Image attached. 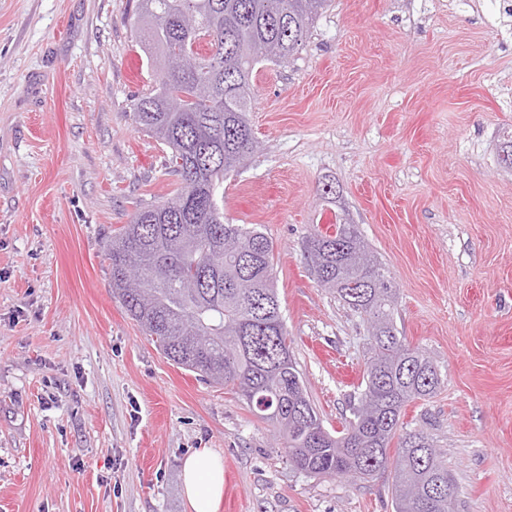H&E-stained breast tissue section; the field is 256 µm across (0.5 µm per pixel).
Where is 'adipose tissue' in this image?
Masks as SVG:
<instances>
[{
	"label": "adipose tissue",
	"mask_w": 512,
	"mask_h": 512,
	"mask_svg": "<svg viewBox=\"0 0 512 512\" xmlns=\"http://www.w3.org/2000/svg\"><path fill=\"white\" fill-rule=\"evenodd\" d=\"M183 492L192 512H218L224 497V459L209 448L182 462Z\"/></svg>",
	"instance_id": "ef3b65f1"
}]
</instances>
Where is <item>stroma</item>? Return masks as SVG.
<instances>
[{
	"label": "stroma",
	"mask_w": 512,
	"mask_h": 512,
	"mask_svg": "<svg viewBox=\"0 0 512 512\" xmlns=\"http://www.w3.org/2000/svg\"><path fill=\"white\" fill-rule=\"evenodd\" d=\"M136 0H0V512H190L181 463L224 458L220 512H395L392 477L294 470L271 425L178 367L112 296L104 242L169 197L136 127L151 89ZM258 148L224 215L275 245L293 359L327 429L362 380V319L303 242L340 204L397 289V328L445 379L409 428L448 458L457 512H512V8L331 0L288 63H264Z\"/></svg>",
	"instance_id": "stroma-1"
}]
</instances>
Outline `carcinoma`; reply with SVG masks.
Instances as JSON below:
<instances>
[{
    "mask_svg": "<svg viewBox=\"0 0 512 512\" xmlns=\"http://www.w3.org/2000/svg\"><path fill=\"white\" fill-rule=\"evenodd\" d=\"M137 0L134 24L158 74L130 100L137 126L169 149L171 197L139 207L106 243L112 295L167 357L234 392L282 434L284 452L310 476L367 480L391 468L396 512H454L456 485L434 440L404 423L406 407L444 385L439 366L399 335L396 289L345 212L313 226L305 258L319 285L368 328L358 405L335 434L308 397L293 360L275 277V248L257 224L224 221V179L254 153L246 118L263 61L284 63L305 44L330 0ZM196 40L183 75L171 49ZM134 269L143 285L126 278Z\"/></svg>",
    "mask_w": 512,
    "mask_h": 512,
    "instance_id": "carcinoma-1",
    "label": "carcinoma"
}]
</instances>
